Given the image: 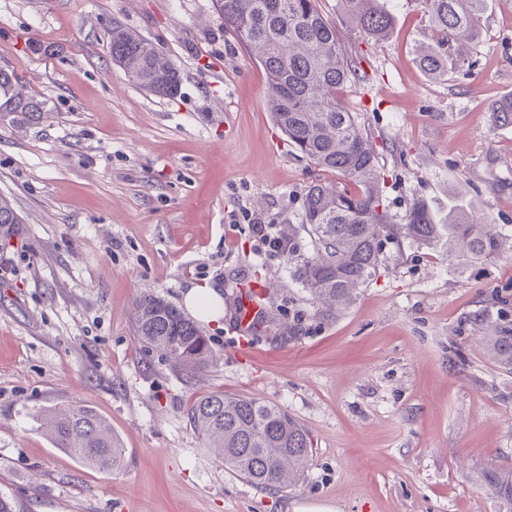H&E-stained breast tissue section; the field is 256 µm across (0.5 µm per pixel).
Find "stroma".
I'll use <instances>...</instances> for the list:
<instances>
[{"label":"stroma","mask_w":512,"mask_h":512,"mask_svg":"<svg viewBox=\"0 0 512 512\" xmlns=\"http://www.w3.org/2000/svg\"><path fill=\"white\" fill-rule=\"evenodd\" d=\"M361 76L345 104L372 142L384 202L448 199L512 234V0H489L469 73L428 77L415 48L432 27L401 0L391 35L355 33L319 0ZM121 22L181 77L172 98L132 84L109 55ZM44 45L41 53L28 44ZM0 68L47 113L0 116V195L21 217L0 238V496L15 512H512L488 481L512 467V372L481 328L512 325V252L473 260L446 245L386 243L355 302L321 314L288 258L259 254L254 221L297 225L316 178L267 107L265 72L225 33L213 0H0ZM265 294L286 331L242 332L236 284ZM205 284L220 324L197 320L215 363L189 378L136 333L147 292L182 307ZM251 396L308 430L303 482L262 491L225 469L187 411L209 393ZM92 407L119 439L114 470L55 448L42 410Z\"/></svg>","instance_id":"stroma-1"}]
</instances>
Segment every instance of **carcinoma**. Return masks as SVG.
Returning <instances> with one entry per match:
<instances>
[{
	"instance_id": "1",
	"label": "carcinoma",
	"mask_w": 512,
	"mask_h": 512,
	"mask_svg": "<svg viewBox=\"0 0 512 512\" xmlns=\"http://www.w3.org/2000/svg\"><path fill=\"white\" fill-rule=\"evenodd\" d=\"M341 8L365 40L387 39L394 22L395 0H340ZM428 16L435 44L418 60L431 77L461 70L467 47L479 37V21L488 0H414ZM224 32L249 49L262 65L268 84V109L288 142L323 172L347 179L353 188L324 180L304 194L302 225L311 238L308 253L291 247V277L321 306L347 307L355 292L375 276L391 240L409 238L427 244L443 242L448 254L491 258L512 242V235L459 212L438 224L430 208L413 204L404 222L391 221L381 190L372 143L341 99L344 86L357 77L355 59L347 55L335 24L318 0H216ZM112 62L130 82L159 98L175 96L178 70L148 39L120 25L109 32ZM0 112L38 120L44 103L23 93L17 73L0 69ZM20 223L11 201L0 196V230ZM137 335L143 345L173 361L183 374L200 373L215 355L196 324L164 299H139ZM489 359L512 370V327L495 325L482 337ZM189 421L205 447L224 466L253 486L283 490L307 472L311 439L286 410L246 395L212 393L195 401ZM47 427L55 447L86 466L112 470L123 461L112 430L94 410L72 404L47 410ZM499 494L512 501V470L493 472Z\"/></svg>"
}]
</instances>
